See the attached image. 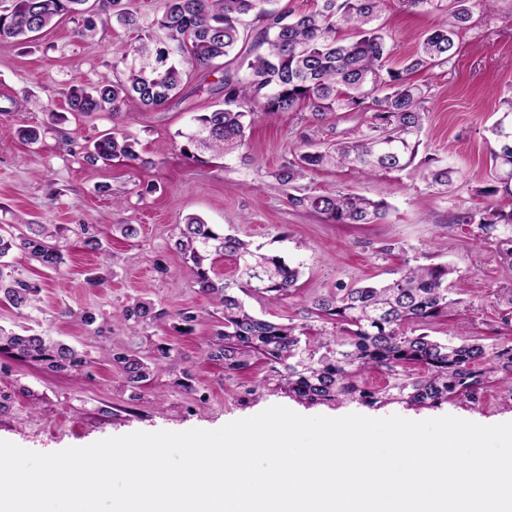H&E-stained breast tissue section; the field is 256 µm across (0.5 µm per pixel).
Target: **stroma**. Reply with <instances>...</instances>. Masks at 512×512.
I'll return each instance as SVG.
<instances>
[{"label": "stroma", "instance_id": "obj_1", "mask_svg": "<svg viewBox=\"0 0 512 512\" xmlns=\"http://www.w3.org/2000/svg\"><path fill=\"white\" fill-rule=\"evenodd\" d=\"M442 17L403 0H384L379 22L389 34L391 62L413 52ZM80 25L66 19L28 43L0 41V226L93 224L109 250L105 258L89 253L72 235L62 243L65 262L59 270L40 267L18 249L0 262L5 272L41 286L33 306L15 309L0 302V327L33 329L88 360L82 373L58 375L1 356L0 394L7 402L0 410V440L52 453L137 431L216 430L274 405L308 417L356 413L421 421L452 415L485 425L512 422V401L494 385L481 405L373 409L355 403L307 406L268 392L262 386L268 369L261 362L226 379L223 366L204 355L221 315L171 248L178 224L197 215L285 257L300 272L292 295L277 304L246 300L257 316L279 323H302L312 298L339 286L389 281L409 265L447 264L461 276L452 293L459 305L454 316L434 325L433 335L512 338V243L497 236L479 240L477 225L456 221L460 213L487 203L478 190L491 173L488 128L498 117L500 98L512 92V0L475 9L470 25L458 32L455 58L419 77L428 95L418 155L457 170L448 191L430 186L411 168L371 177L345 168L319 170L303 180L311 194L347 188L386 200L388 214L376 224H330L293 208L286 189L271 176L301 140L329 145L360 140L366 127L358 113H333L322 124L305 112L259 114L239 149L196 161L183 154L181 134L191 116L222 103L214 90L218 75L235 73L236 63L225 58L213 71L189 69L181 92L151 111L131 105L115 117L82 116L70 110L69 91L112 74L113 64L130 55L135 35L101 23L89 44L77 34ZM23 125L40 126L41 140L21 141L17 130ZM113 130L139 140L141 162L87 165L81 148ZM149 183L157 184V191L142 193ZM101 184L110 186L111 195L98 192ZM118 224L139 225V237L123 238L114 230ZM158 258L165 259L167 274L155 272ZM104 261L111 270L108 281L89 285L91 271ZM139 299L170 314L185 308L201 313L189 335L174 330L169 320L151 328L153 342L171 345L170 358L155 361L151 344L140 343L119 320L121 310ZM85 308L104 318L103 335L75 321L74 312ZM105 345L155 361L152 380L136 389L126 386L120 370L103 358ZM187 373L193 377L190 392L178 385Z\"/></svg>", "mask_w": 512, "mask_h": 512}]
</instances>
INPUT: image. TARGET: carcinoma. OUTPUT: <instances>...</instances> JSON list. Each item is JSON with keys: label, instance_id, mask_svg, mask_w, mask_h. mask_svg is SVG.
<instances>
[{"label": "carcinoma", "instance_id": "1", "mask_svg": "<svg viewBox=\"0 0 512 512\" xmlns=\"http://www.w3.org/2000/svg\"><path fill=\"white\" fill-rule=\"evenodd\" d=\"M103 15L120 27L137 32L131 60L123 75L102 76L87 89L69 96V106L80 115L122 110L134 105L153 109L177 95L187 67L208 69L226 57L239 41L252 36L257 52L239 62L244 75L224 76L222 106L193 118L183 154L196 158L207 152L221 159L245 141L253 124L254 108L265 115L308 112L316 122L332 112L360 111L368 133L363 139L337 142L321 148L308 141L296 155L273 173L290 190L289 204L322 215L331 224H375L389 204L357 193L328 195L301 192L299 183L315 171L348 168L361 175L404 171L414 165L424 127L426 90L415 76L449 63L457 54L458 30L472 19L475 3L492 0H448L444 18L430 27L416 52L399 66L389 63L386 29L376 24L382 0H317L312 11L297 13L280 8L277 0H169L165 12L147 22L109 0ZM91 0H0V40L27 41L63 18L83 21L82 36H90L96 21L89 15ZM349 30L348 41L339 33ZM493 174L478 194L491 201L480 215L466 212L459 224H479L483 235L512 233V209L492 200L512 197V96L502 100L501 116L488 128ZM138 140L107 132L82 147L86 164L107 165L114 160L136 162ZM452 167L427 169L423 178L448 186ZM64 225L26 224L18 232L0 233V259L17 246L31 260L49 270L64 262L55 240ZM82 245L88 252L107 255L101 238L80 225ZM173 249L183 256L199 290L223 311L222 325L204 350L207 360L224 365L225 376L262 360L269 369L264 387L284 391L299 402L336 404L357 402L368 407L391 403L435 407L442 403H476L493 378L512 399V341L487 344L480 336L442 340L428 332L437 319L448 316L458 303L450 297L456 269L447 264L415 266L383 284L342 287L313 299L308 316L330 323L334 333L312 332L308 324L275 323L257 317L242 296L278 303L292 294L299 270L284 258L251 247V243L190 216L178 226ZM231 257L236 273L223 278L217 259ZM39 286L3 275L0 302L14 308L31 305ZM167 313L149 300L139 299L122 312V320L139 335L163 320ZM174 327L193 332L199 314L186 308L174 314ZM125 383L134 388L148 382L151 364L132 350L104 348ZM41 363L58 374L86 367L85 356L73 347L37 333H6L0 329V355ZM419 365L423 373L410 375ZM381 371L385 384L372 387L365 376Z\"/></svg>", "mask_w": 512, "mask_h": 512}]
</instances>
